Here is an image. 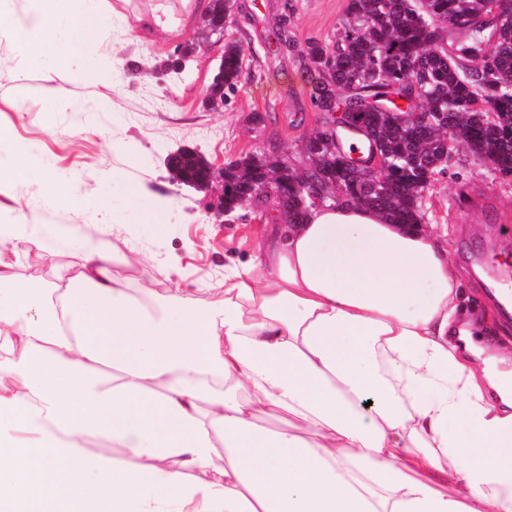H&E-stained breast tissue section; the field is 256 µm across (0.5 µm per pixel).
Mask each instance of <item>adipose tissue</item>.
Segmentation results:
<instances>
[{
	"label": "adipose tissue",
	"mask_w": 512,
	"mask_h": 512,
	"mask_svg": "<svg viewBox=\"0 0 512 512\" xmlns=\"http://www.w3.org/2000/svg\"><path fill=\"white\" fill-rule=\"evenodd\" d=\"M17 10L20 54L104 80L99 0ZM55 230L0 224V508L10 512H512V374L475 368L448 249L348 198L280 224L203 307L113 273L19 278ZM288 416L271 429L268 411ZM97 437L123 449L100 458Z\"/></svg>",
	"instance_id": "1"
}]
</instances>
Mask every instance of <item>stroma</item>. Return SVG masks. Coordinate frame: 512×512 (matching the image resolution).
<instances>
[{"mask_svg":"<svg viewBox=\"0 0 512 512\" xmlns=\"http://www.w3.org/2000/svg\"><path fill=\"white\" fill-rule=\"evenodd\" d=\"M223 36L185 27L182 0H101V19L86 48L106 69L104 83L92 84L75 69L25 60L13 36L0 34V169L9 170L22 153L80 183L81 207H46L33 181L10 187L15 205L58 231L39 257L21 259L23 279L56 281L76 266L68 246L74 227L92 231L94 206L108 202L112 239L126 253L115 265L131 292L149 288L175 293L204 306L224 291L225 266L249 259L270 219L251 207L215 217L211 194L173 179L167 159L188 148L214 166L255 153L287 154L301 168L309 160L304 141L321 116L311 101L313 80L291 49L265 37L287 18L295 44L327 41L341 29L348 0H233ZM157 14L163 24L141 41L138 14ZM193 43L179 66L178 46ZM242 50L243 71L224 107L211 111L204 95L225 43ZM424 224L437 225L460 281L462 319L492 320L476 366L497 356L512 372V314L493 296L502 264L512 263V174L503 175L458 149L446 172L437 174L422 201Z\"/></svg>","mask_w":512,"mask_h":512,"instance_id":"stroma-1","label":"stroma"}]
</instances>
